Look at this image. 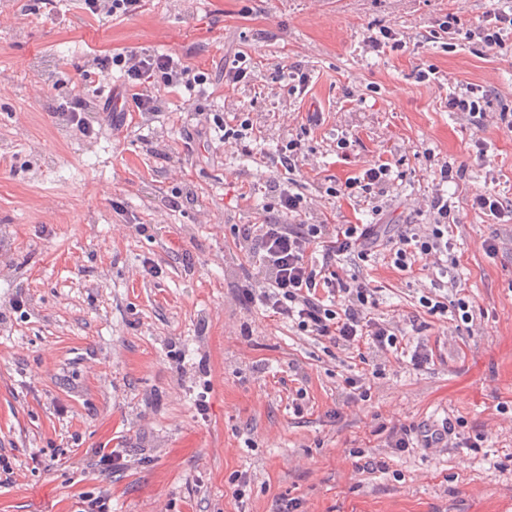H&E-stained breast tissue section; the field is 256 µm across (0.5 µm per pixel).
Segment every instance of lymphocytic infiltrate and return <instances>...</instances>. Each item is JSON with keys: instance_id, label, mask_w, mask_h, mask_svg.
<instances>
[{"instance_id": "lymphocytic-infiltrate-1", "label": "lymphocytic infiltrate", "mask_w": 512, "mask_h": 512, "mask_svg": "<svg viewBox=\"0 0 512 512\" xmlns=\"http://www.w3.org/2000/svg\"><path fill=\"white\" fill-rule=\"evenodd\" d=\"M113 65L120 68L138 111L156 115L167 98L179 89L205 85V71L192 68L173 54H148L124 51L114 55ZM307 156L301 138L281 142L269 157L273 169L257 193L267 198L263 218L257 224L231 227L236 246L244 251L248 265L236 285L235 299L242 308L260 311L291 323L298 331L345 350L368 349L377 358L366 374L344 378L349 399H365L367 378H382L384 367L379 356L409 352L413 368H421L432 359L424 343L408 346L406 335L396 322L377 317V291L357 275L347 273L338 262L355 257L368 261L372 254L386 252L398 270L422 264L430 270L443 264H456L455 245L450 235L459 217L442 186L462 176L450 162H442L432 173L440 187L427 197L430 217L426 224H333L305 220L307 205L303 197L292 193L293 174L304 166ZM394 162L378 157L359 174L345 180H331L325 192L334 198L356 199L373 194L384 196L391 182ZM322 252L321 266L309 262L310 246ZM419 305L429 315L451 316L461 324L472 323L475 305L459 287L445 295L428 292ZM484 441L483 433L465 434L463 420L445 421L441 426L399 425L390 428L386 445L396 452L412 448H466L476 450Z\"/></svg>"}]
</instances>
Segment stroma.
<instances>
[{
	"instance_id": "35a3bbf8",
	"label": "stroma",
	"mask_w": 512,
	"mask_h": 512,
	"mask_svg": "<svg viewBox=\"0 0 512 512\" xmlns=\"http://www.w3.org/2000/svg\"><path fill=\"white\" fill-rule=\"evenodd\" d=\"M511 1L144 0L141 12L108 16L83 0H0V454L13 468L0 512H74L89 495L108 497L111 512H274L291 499L298 512H512V469L496 467L512 453V222L488 223L470 206L477 191L512 204V130L498 119L512 113V53L470 36ZM451 12L455 33L418 47ZM385 27L404 48L368 47ZM132 49L178 55L210 80L116 136L99 104L123 91L112 56ZM237 51L258 78L231 91L221 72ZM296 64L312 76L301 99L271 79ZM431 68L439 82L420 81ZM86 70L105 79L84 112L100 131L81 139L47 110L69 104ZM467 83L491 88L479 129L444 106ZM239 100L252 104L251 154L205 152L204 116L232 120ZM313 111L322 122L303 132ZM296 136L309 160L293 190L315 220L372 221L371 206L327 196L325 181L384 155L399 175L374 204L387 222L428 223L431 160L464 168L447 186L460 214L453 277L379 256L343 266L380 289L378 315L402 328L433 285L460 283L482 315L468 330L427 317L430 363L416 370L387 355L384 377L356 403L342 392L354 353L233 299L242 255L230 227L260 220L253 186L278 140ZM148 139L170 162L147 152ZM181 188L196 204L169 211L166 197ZM186 251L194 265H183ZM447 417L482 431V448L394 457L375 432ZM58 448L69 457L53 461ZM98 448L119 452L124 467L101 465ZM354 448L390 457L389 472L355 471ZM236 471L251 479L241 501Z\"/></svg>"
}]
</instances>
